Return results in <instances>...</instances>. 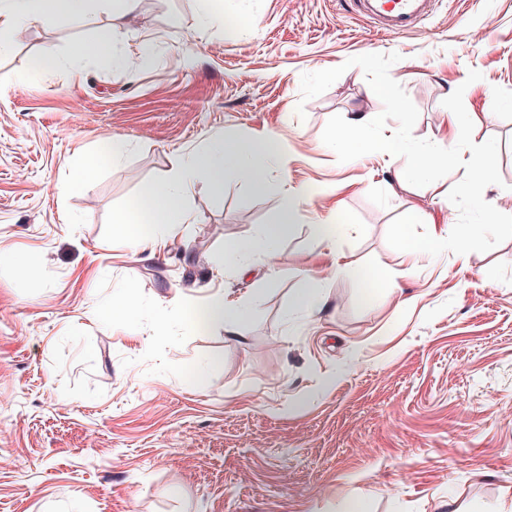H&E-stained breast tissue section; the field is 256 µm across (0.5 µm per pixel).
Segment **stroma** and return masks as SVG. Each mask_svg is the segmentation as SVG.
<instances>
[{
    "label": "stroma",
    "instance_id": "obj_1",
    "mask_svg": "<svg viewBox=\"0 0 512 512\" xmlns=\"http://www.w3.org/2000/svg\"><path fill=\"white\" fill-rule=\"evenodd\" d=\"M107 22L31 23L0 50V512H512V239L372 289L402 233L449 235L464 172L396 192L385 153L338 162L328 119L383 110L360 68L300 93L302 74L399 53L414 136L453 145L442 101L464 88L475 143L499 142L502 183L483 196L512 215V0H438L402 34L348 0H224L206 22L195 0H141L112 42L153 39L134 74L80 55ZM48 53L82 78L37 69ZM267 133L287 158L262 188L202 175L182 234L113 233V210L179 156ZM115 139L123 155L63 189ZM286 189L299 205L272 258L229 254L277 223ZM320 223L339 226L334 247ZM27 254L42 261L18 274ZM313 278L320 306L293 310ZM125 294L131 321L108 310ZM215 294L247 310L242 335L182 320L178 302ZM101 163V152H89L73 167L66 177L64 188L75 189L86 186L95 176Z\"/></svg>",
    "mask_w": 512,
    "mask_h": 512
}]
</instances>
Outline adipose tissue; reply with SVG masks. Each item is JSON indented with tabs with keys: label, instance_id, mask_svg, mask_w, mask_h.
I'll list each match as a JSON object with an SVG mask.
<instances>
[{
	"label": "adipose tissue",
	"instance_id": "1",
	"mask_svg": "<svg viewBox=\"0 0 512 512\" xmlns=\"http://www.w3.org/2000/svg\"><path fill=\"white\" fill-rule=\"evenodd\" d=\"M103 5L109 24L97 30L93 43L86 49L87 54L115 59L129 72L149 68L153 63L152 43H145L131 57L115 56L112 49L113 30L126 24L137 10L138 0H104ZM62 18L94 22L93 0H0V47L9 43L26 24L52 23ZM283 154L284 141L277 135L252 140L215 139L209 147L182 157L168 176L147 185L136 200L114 211L113 230L135 245L142 244L149 229L156 226L166 229L168 234H179L182 225L192 221L188 196L197 174L210 175L218 185L223 183L225 175L231 174L257 186L268 159ZM296 205V197L282 196L278 223L232 245V254H270L272 243L288 233ZM180 310L188 323L221 324L234 335L240 333L247 321L244 309L227 303L220 296L211 297L200 308L181 304Z\"/></svg>",
	"mask_w": 512,
	"mask_h": 512
}]
</instances>
